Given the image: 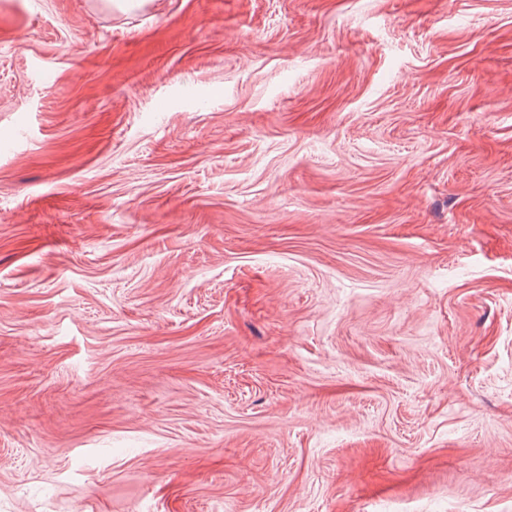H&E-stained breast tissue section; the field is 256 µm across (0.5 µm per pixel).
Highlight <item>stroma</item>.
Returning <instances> with one entry per match:
<instances>
[{
	"label": "stroma",
	"mask_w": 512,
	"mask_h": 512,
	"mask_svg": "<svg viewBox=\"0 0 512 512\" xmlns=\"http://www.w3.org/2000/svg\"><path fill=\"white\" fill-rule=\"evenodd\" d=\"M0 512H512V0H0Z\"/></svg>",
	"instance_id": "obj_1"
}]
</instances>
